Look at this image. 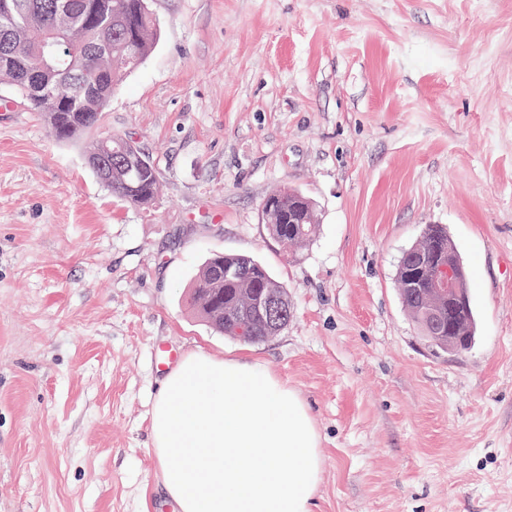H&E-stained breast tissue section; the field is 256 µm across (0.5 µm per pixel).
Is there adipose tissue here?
Segmentation results:
<instances>
[{
  "instance_id": "obj_1",
  "label": "adipose tissue",
  "mask_w": 512,
  "mask_h": 512,
  "mask_svg": "<svg viewBox=\"0 0 512 512\" xmlns=\"http://www.w3.org/2000/svg\"><path fill=\"white\" fill-rule=\"evenodd\" d=\"M151 435L180 512H314L315 419L263 363L187 354L153 403Z\"/></svg>"
}]
</instances>
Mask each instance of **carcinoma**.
I'll return each mask as SVG.
<instances>
[{
	"instance_id": "cac0c4a2",
	"label": "carcinoma",
	"mask_w": 512,
	"mask_h": 512,
	"mask_svg": "<svg viewBox=\"0 0 512 512\" xmlns=\"http://www.w3.org/2000/svg\"><path fill=\"white\" fill-rule=\"evenodd\" d=\"M29 12L5 25L0 20V80L9 84L33 110L42 114L53 136L75 142L93 130L112 96L128 74L135 71L154 49L158 31L148 0H26ZM63 2L68 12L54 10ZM93 12L112 23L111 43L94 52L87 33L72 24L69 15ZM54 39L65 52L42 75L46 97L38 98L28 75L37 64L42 42ZM112 151V181L105 186L134 206H150L159 196L160 174L156 165L130 139L118 134L97 140L89 155ZM262 221L271 237L296 254L312 241L319 223L315 204L304 194L283 190L271 194L262 206ZM440 239L447 251L458 255L447 230L429 224L419 240L400 257L395 286L405 311L430 345L441 351L453 348L466 353L477 332L474 314H469L467 336L448 344L440 335L435 314L447 311L448 301L428 291L430 282L416 288L407 280L417 267L418 254L432 240ZM273 294L280 299V329L288 327L293 309L286 287L254 257L215 253L199 268L190 303L194 312L217 332L247 343H260L278 335L266 320L246 311L248 301Z\"/></svg>"
}]
</instances>
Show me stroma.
I'll return each instance as SVG.
<instances>
[{"label": "stroma", "instance_id": "1", "mask_svg": "<svg viewBox=\"0 0 512 512\" xmlns=\"http://www.w3.org/2000/svg\"><path fill=\"white\" fill-rule=\"evenodd\" d=\"M160 39L96 136L161 176L143 209L0 85V512H156L164 353L263 362L307 403L317 512H512V0H151ZM285 187L320 213L286 253ZM472 272L464 355L433 352L393 275L426 225ZM215 251L286 285L246 343L188 305ZM262 221L271 237L296 255L312 241L319 217L307 196L283 190L267 197L262 206Z\"/></svg>", "mask_w": 512, "mask_h": 512}]
</instances>
